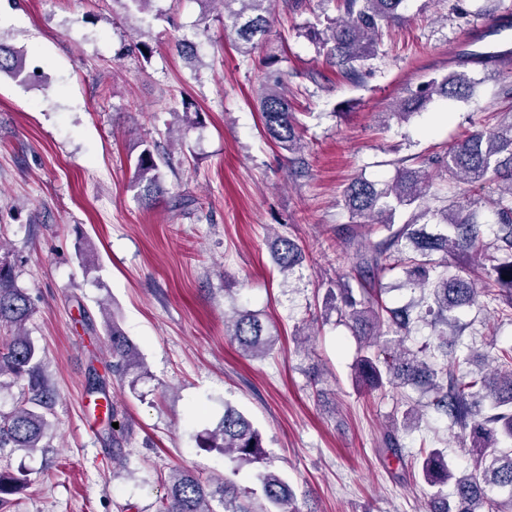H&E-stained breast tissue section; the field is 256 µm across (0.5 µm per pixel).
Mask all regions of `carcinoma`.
Here are the masks:
<instances>
[{
  "label": "carcinoma",
  "mask_w": 512,
  "mask_h": 512,
  "mask_svg": "<svg viewBox=\"0 0 512 512\" xmlns=\"http://www.w3.org/2000/svg\"><path fill=\"white\" fill-rule=\"evenodd\" d=\"M224 6V27L231 28L235 42L249 53L270 28L271 0H208ZM340 16L320 29L312 24L308 35L323 50L327 60L341 74L357 81L366 74L369 62L377 57L383 30L400 22L404 0H338ZM279 58L266 59L267 76L258 97V111L265 136L290 154L306 149L299 121L282 92L284 72ZM15 77L32 76L36 70L12 46L0 42V73ZM475 78L466 70H454L433 78L408 92L393 115L405 118L423 108L433 97L469 100ZM160 154L145 146L135 162L138 197L151 205L167 194L158 160ZM459 184H494L499 190L492 202L495 215V246L502 254L491 267L483 285H477L466 269L469 260L485 257L486 244L473 207L476 201L461 192L452 202L432 210L425 197L432 187L430 167ZM344 206L353 224L336 229V235L351 242L376 232V242L354 249L344 277L360 280L355 294L346 290L336 299V312L361 343V354L353 367L352 379L370 390L387 385L423 387L433 393L430 405L449 415L463 428H470L473 446L468 449L471 468L455 471L443 454L431 450L422 455L420 474L431 488L426 512H512V346L489 344L485 357L502 369L475 372L471 355L438 362L447 356L448 313L464 307L486 306L493 301L505 305L512 314V121L477 127L451 144L446 151L428 160L398 167L392 181L379 187L363 177L351 181L343 193ZM432 214L436 233L420 223ZM272 258L280 273L289 275L305 259L302 248L292 239L274 240ZM403 274L401 286L420 292L416 305L425 309L431 323L439 328L438 342L417 350L407 345L413 323L409 304L389 308L376 298L381 280L388 274ZM510 279H504V276ZM33 307L26 291L19 288L10 265L0 262V388L25 380L28 394L8 413H0V449L12 448L33 453L43 447L49 422V392L39 371L40 349L25 330ZM225 335L246 357H258L277 341L261 314L238 310L224 320ZM112 368L124 377L140 368L137 347L117 323L109 325ZM381 346L373 355L369 348ZM212 447L224 456L254 466L253 478L267 506L254 507L248 492L228 476L204 484L187 470L168 476L165 496L156 512H292L294 494L288 481L264 465L262 437L237 409L224 406L220 424L208 433ZM15 477L0 474V512H10V495L17 490ZM454 483L453 499L442 487Z\"/></svg>",
  "instance_id": "obj_1"
}]
</instances>
